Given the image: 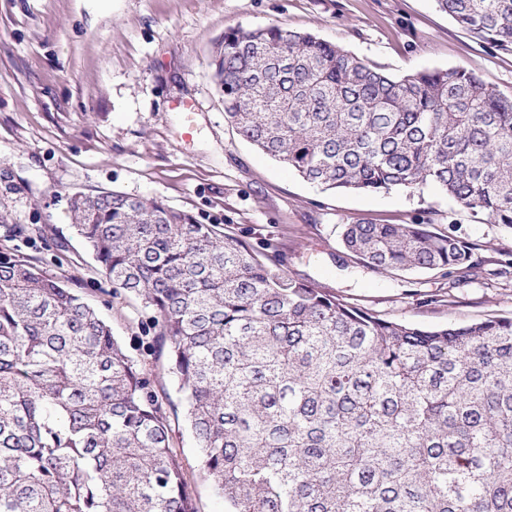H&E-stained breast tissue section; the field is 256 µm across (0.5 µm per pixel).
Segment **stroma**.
Instances as JSON below:
<instances>
[{
    "label": "stroma",
    "mask_w": 512,
    "mask_h": 512,
    "mask_svg": "<svg viewBox=\"0 0 512 512\" xmlns=\"http://www.w3.org/2000/svg\"><path fill=\"white\" fill-rule=\"evenodd\" d=\"M315 32L393 76L462 68L512 96V54L460 28L435 0H0V249L61 279L128 353L152 365L136 304L75 234L69 199L115 191L154 198L216 224L290 277L386 320L423 328L512 317V230L458 208L430 186L325 191L241 139L224 117L212 57L227 29ZM196 106L194 123L178 104ZM424 222L473 246L469 279L385 273L342 243L345 225ZM201 512L224 500L197 480L198 450L172 428Z\"/></svg>",
    "instance_id": "35a3bbf8"
}]
</instances>
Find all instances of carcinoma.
Here are the masks:
<instances>
[{"instance_id":"obj_1","label":"carcinoma","mask_w":512,"mask_h":512,"mask_svg":"<svg viewBox=\"0 0 512 512\" xmlns=\"http://www.w3.org/2000/svg\"><path fill=\"white\" fill-rule=\"evenodd\" d=\"M512 53V0H435ZM213 64L238 135L325 190L432 184L512 230V97L462 68L394 77L314 33L224 32ZM72 227L151 313L180 403L75 288L0 253V512H198L168 412L224 512H512V318L423 329L293 279L215 224L118 192ZM384 272L453 269L425 224H349Z\"/></svg>"}]
</instances>
